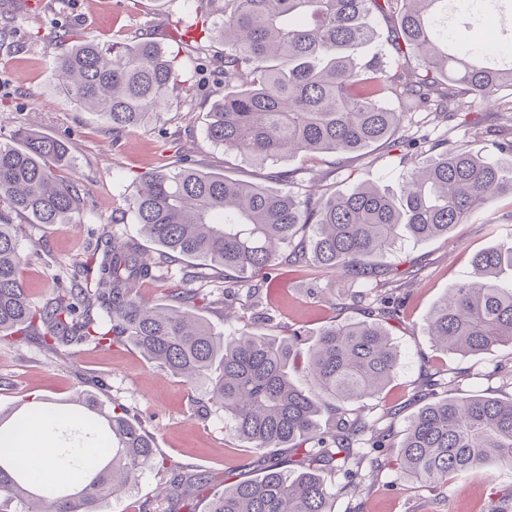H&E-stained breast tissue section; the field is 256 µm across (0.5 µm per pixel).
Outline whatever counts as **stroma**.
Instances as JSON below:
<instances>
[{
  "instance_id": "obj_1",
  "label": "stroma",
  "mask_w": 512,
  "mask_h": 512,
  "mask_svg": "<svg viewBox=\"0 0 512 512\" xmlns=\"http://www.w3.org/2000/svg\"><path fill=\"white\" fill-rule=\"evenodd\" d=\"M197 6V0H0V142L21 126L67 141L72 159L65 174L78 183L81 193V209L69 224H32L0 203V215L16 224L28 256L20 274L32 305L49 301L58 281L89 262L97 240L114 235L139 238L133 219L117 224L113 218L126 210L137 176L146 172L189 164L301 195L313 181L322 182L331 193L365 184L399 188L413 152L405 144H380L341 162L332 154H300L264 164L212 144L206 136L207 114L224 95L212 72L224 57V47L213 44L210 61L194 64L179 30L196 21ZM70 32L101 42L151 33L167 53L178 56L182 76L193 89L174 94L157 121L113 132L110 124L79 108L56 87L55 58L68 48ZM511 110L512 90L503 92L493 105L467 93L460 98L454 120L419 111L409 113L408 124L415 136H444L485 155L492 150L500 114ZM286 171L294 173L293 183L283 181ZM510 238L512 196L505 195L448 236L406 238L396 251L377 257L379 286L400 306L399 316L386 321L385 327L401 361L380 397L365 400L360 407L366 419L389 430L391 445L377 451V470L362 468L352 480L328 478L334 512H502L505 496L512 493V466L494 465L430 487L401 472L395 445L408 419L426 401L428 378L454 379L466 393L512 397L511 348L463 357L436 350L427 335L431 310L448 288L468 278L473 254ZM210 287L223 293L224 282L215 280ZM354 291L350 282L317 272L307 260L262 278L259 305H252L244 292L223 293V300L205 305L202 314L223 331L246 323L257 332L277 336L297 329L311 342L324 326L366 317L365 307L350 299ZM83 375L104 380L107 400L137 414L153 436L159 457L175 471L203 477V486L186 492L191 512H205L212 494L223 490L225 482L250 478L267 463H278L289 473L299 469L287 449L255 448L238 438L225 427L223 412H203L199 390L150 363L131 345L76 346L62 359L32 339L0 340L1 410L32 398L64 402L81 390ZM171 474L145 473L121 497L104 500L101 512H166L167 502L153 500L149 493Z\"/></svg>"
}]
</instances>
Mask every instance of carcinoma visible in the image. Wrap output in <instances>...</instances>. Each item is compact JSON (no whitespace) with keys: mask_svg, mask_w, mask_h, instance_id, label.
I'll return each instance as SVG.
<instances>
[{"mask_svg":"<svg viewBox=\"0 0 512 512\" xmlns=\"http://www.w3.org/2000/svg\"><path fill=\"white\" fill-rule=\"evenodd\" d=\"M222 13L205 39H186L198 55L224 43L223 100L210 112L207 137L244 159L266 163L297 154L344 158L375 143H400L407 112L387 102H411L442 119L454 116L455 90L498 100L512 86V53L489 47L471 32L490 16L505 32L512 0H199ZM400 5L398 27L382 33L373 14ZM468 16L467 30L457 17ZM381 41L386 54H368ZM418 58L420 70L400 65ZM59 88L73 102L112 123L116 133L150 124L174 92L185 88L175 64L150 37L102 43L84 39L58 57ZM509 135L493 143L500 158L461 145L420 149L400 191L362 185L345 194L304 197L271 192L186 165L140 177L128 211L147 240L112 237L100 260L56 289L41 308L28 300L20 268L26 261L12 225L0 224V338H36L62 356L75 344L100 348L130 342L150 361L202 392L203 406L224 412L227 424L257 448L301 452L292 476L272 463L260 476L224 485L207 512H332L321 474L358 475L365 451L388 446V431L352 404L379 395L399 366V353L379 318L399 305L380 295L371 320L323 329L302 347V332L270 337L245 324L215 331L196 313L210 292L172 288L153 304L138 288L176 282L172 266L201 261L224 278V294L260 285L231 281L227 272L275 270L308 249L323 273L358 284V300L378 291L372 258L394 251L403 235L444 237L497 196L512 194ZM69 148L33 129L0 144V201L38 224H64L80 206L75 180L59 175ZM512 268V242L478 252L469 278L448 289L427 320L428 335L445 352L475 355L512 347V285L497 275ZM309 390L292 380L298 363ZM455 382L429 381V401L411 417L399 444L403 473L431 486L497 462L512 465V398L451 396ZM85 412L40 407L0 411V504L22 512H98L117 487L166 468L140 421L120 404L107 408L91 391L79 393ZM330 423L320 425L321 414ZM46 417L58 425L59 467L81 474L77 487L43 488L19 452L20 437Z\"/></svg>","mask_w":512,"mask_h":512,"instance_id":"carcinoma-1","label":"carcinoma"}]
</instances>
